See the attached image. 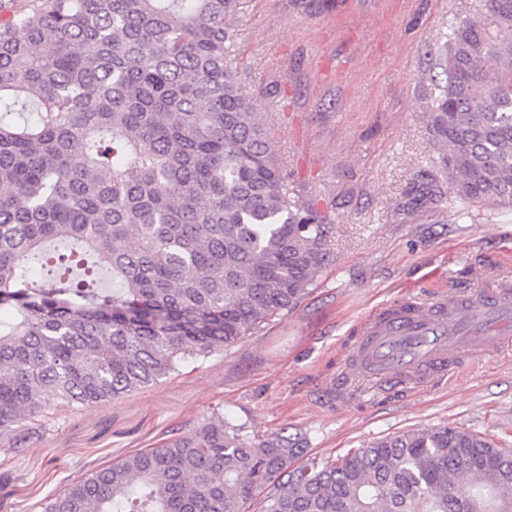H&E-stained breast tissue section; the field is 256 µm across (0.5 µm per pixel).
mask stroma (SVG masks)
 Returning <instances> with one entry per match:
<instances>
[{
    "label": "stroma",
    "mask_w": 512,
    "mask_h": 512,
    "mask_svg": "<svg viewBox=\"0 0 512 512\" xmlns=\"http://www.w3.org/2000/svg\"><path fill=\"white\" fill-rule=\"evenodd\" d=\"M484 4L245 0L238 77L268 114L294 196L330 217V259L302 303L258 333L140 392L57 415L15 452L0 512H40L47 495L216 408L252 434L301 436L319 458L444 424L512 448V349L464 356L453 377L419 390L340 407L329 395L354 326L375 309L423 288L466 295L487 279L512 283V209L463 218L449 198L397 208L411 187L445 178L430 128L448 78L438 50L449 24Z\"/></svg>",
    "instance_id": "1"
}]
</instances>
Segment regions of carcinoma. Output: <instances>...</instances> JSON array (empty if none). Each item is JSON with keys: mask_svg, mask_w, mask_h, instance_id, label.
<instances>
[{"mask_svg": "<svg viewBox=\"0 0 512 512\" xmlns=\"http://www.w3.org/2000/svg\"><path fill=\"white\" fill-rule=\"evenodd\" d=\"M243 0H0V492L56 412L294 310L330 219L292 196L229 58ZM431 116L453 198L512 207V0L449 25ZM432 180L406 209L438 206ZM216 410L41 512H512V450L449 425L332 460Z\"/></svg>", "mask_w": 512, "mask_h": 512, "instance_id": "cac0c4a2", "label": "carcinoma"}]
</instances>
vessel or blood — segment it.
<instances>
[{"label":"vessel or blood","instance_id":"b4317fda","mask_svg":"<svg viewBox=\"0 0 512 512\" xmlns=\"http://www.w3.org/2000/svg\"><path fill=\"white\" fill-rule=\"evenodd\" d=\"M492 349H512V288L401 299L361 324L353 354L336 377V400H347L349 384L363 375L410 388L448 377L462 353Z\"/></svg>","mask_w":512,"mask_h":512}]
</instances>
